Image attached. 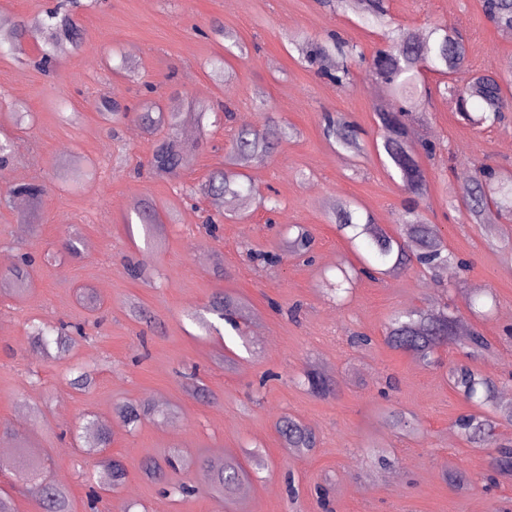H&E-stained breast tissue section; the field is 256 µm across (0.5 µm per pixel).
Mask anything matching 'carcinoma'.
I'll return each instance as SVG.
<instances>
[{"instance_id":"cac0c4a2","label":"carcinoma","mask_w":512,"mask_h":512,"mask_svg":"<svg viewBox=\"0 0 512 512\" xmlns=\"http://www.w3.org/2000/svg\"><path fill=\"white\" fill-rule=\"evenodd\" d=\"M336 8L358 14L366 23L385 31L388 46L377 49L367 57L358 46L346 41L337 32L327 35V40L318 41L307 35L299 36L302 57L311 65L341 61L325 76L338 87L353 84L351 63L366 66V71L395 97L388 105L376 108V115L384 131L381 149L390 168L399 177L406 193L421 196L427 190V176L418 163L420 153L431 155L435 146L429 142L414 141L413 124L425 112V103L430 88L423 78V71H435L448 75L445 90L455 101L459 114L469 123L477 126L494 127L509 120L512 111L506 103L504 89L512 82L496 75L479 74L462 84L456 83L453 75L464 69L467 60V44L460 30L446 22L436 23L424 30L399 29L395 34L386 32L390 27L385 0H335ZM484 14L501 30H512V0H482ZM41 40L40 63L51 59L53 51L67 43L78 50L83 43V28L75 15H65L50 10L43 17L22 18L11 28L0 31V46L6 44L16 58L26 53V42L30 36ZM101 106L112 122L118 123L128 117V108L105 99ZM141 122L149 129L167 126L169 132L158 146L149 162L150 169L158 174L177 177L191 163L194 148L183 142L177 134V121L165 119L164 113H153L148 106L140 115ZM293 128L285 125L276 128L273 117L266 118L263 127L241 128L232 139L225 155L224 168L213 172L208 181V190L216 195L239 196L247 190L239 182L242 177L238 168L264 164L271 156L274 138H288ZM323 133L336 147L358 154L363 151L360 131L341 117H327ZM467 220L481 224L486 212L494 209L502 215L512 216V174L504 175L488 165L473 167L471 187L468 195L460 200ZM331 222L350 241L361 240L368 250V257L362 259V267L349 273L339 267L343 279L336 283V290L342 286L354 285L358 275L378 274L391 276L417 265L437 278L454 265L460 270L467 263L448 250L442 231L436 224L424 221L421 213L408 207L403 214L402 224L396 236L388 234L373 222L371 216L355 217V210L346 204L332 214ZM314 246L311 233L299 228L297 235L288 240L286 251L294 256L308 255ZM30 257L22 259L9 274L0 277V288L20 297L27 292ZM245 304L234 295L215 298L209 313L221 320L234 324L233 317H244ZM460 316L446 309H416L393 315L385 328V341L394 350L412 354L419 362L430 366L435 363L438 351L459 339ZM83 335L80 326L61 323L47 327L42 323L31 325V345L37 353L47 359L55 358L69 350L76 342V336ZM469 356L489 355L492 344L476 328L464 338ZM448 380L452 387L467 401L489 408L486 413H468L460 416L455 426L468 443L476 447L494 446L485 460L487 472L492 477H512V441H498L495 430L502 424L512 425V406L498 402L499 383L489 372H482L468 363H452L448 369ZM304 384L321 395L333 392L332 381L312 369L305 373ZM151 413L145 403L124 404L116 409V417L125 427H137ZM387 423L404 434L417 432L415 422L399 410H392L386 416ZM78 434L84 453L96 460V469L90 475L88 507L97 509L99 490H114L122 485L125 467L116 459L101 460L99 456L105 447L110 427L97 417L89 418ZM277 431L285 447L301 453H309L317 447L315 431L291 417H284L277 423ZM25 475L39 478L43 458L35 451L23 453ZM196 464L190 457L174 454L158 460L151 458L141 463L143 473L150 479L162 477L166 470L187 471ZM209 482L207 491L224 497L232 494L242 484L246 471L234 459L216 463L207 461ZM39 501L43 512H72L69 491L66 485L40 478Z\"/></svg>"}]
</instances>
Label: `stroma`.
<instances>
[{"mask_svg":"<svg viewBox=\"0 0 512 512\" xmlns=\"http://www.w3.org/2000/svg\"><path fill=\"white\" fill-rule=\"evenodd\" d=\"M389 14L393 25L412 30L438 20L455 24L469 48L470 73L512 79V38L484 17L480 0H389ZM81 19L83 49L57 53L49 71L35 64L37 45L22 62L0 53V140L14 152L0 169V254L36 258L25 297L0 293V426L12 450L47 454L45 474L68 486L73 512H87L84 473L92 461L74 440L87 414L110 422L104 454L126 464L121 487L99 512H322L321 487L333 512H512V479L485 489L487 449L471 447L454 429L468 406L449 386L444 365L426 367L383 336L394 312L459 304L475 294L476 308L463 310L462 321L495 348L476 366L497 378L512 372V217L493 214L478 227L448 204L465 195L472 162L512 172V125H470L437 92L440 76L427 74L435 92L415 130L438 150L422 161L428 191L418 210L471 267L437 281L416 268L365 277L339 306L330 283L337 265L357 264L358 255L329 213L351 201L394 233L407 194L374 150L382 130L373 105L388 92L361 67L355 86L337 87L301 60L291 39L336 31L369 55L382 42L381 29L320 0H99ZM217 22L247 45L248 56L229 52L211 29ZM219 57L233 79L214 77ZM257 88L266 92V110L253 101ZM109 97L129 108L120 124L101 112ZM193 98L227 105L232 120L182 123L180 138L197 146L192 165L177 178L149 173L157 139L136 118L141 105L153 100L163 111L184 113ZM269 113L298 135L281 141L263 166L247 169L256 195L201 193L234 132L262 124ZM328 113L361 128L363 153L337 151L325 139ZM31 181L46 187L39 201L10 195V187ZM263 195L278 198L279 210L261 207ZM141 203L156 210L160 228L140 222ZM292 224L315 237L311 262L248 259L251 249L279 252ZM73 231L81 239L77 257L63 247ZM132 264L139 276H131ZM86 289L98 300L96 312L81 300ZM221 293L247 302L241 332L207 314ZM133 300L150 322L128 315ZM200 315L209 329L197 323ZM34 321L79 324L86 336L64 358L46 360L30 346ZM359 333L371 336L370 346L351 347ZM86 363L94 383L80 390L71 384L73 369ZM312 365L334 381V396L317 397L300 384ZM386 376L395 388L383 397ZM191 383L202 393L187 394ZM141 402L153 412L127 431L116 408ZM389 409L413 416L419 435L409 439L388 427L382 413ZM284 416L315 430L312 453H286L276 430ZM176 448L237 459L247 472L242 490L224 498L202 491L162 496L140 464ZM382 448L394 457L385 472L375 465ZM447 468L467 470L469 488L449 484Z\"/></svg>","mask_w":512,"mask_h":512,"instance_id":"stroma-1","label":"stroma"}]
</instances>
